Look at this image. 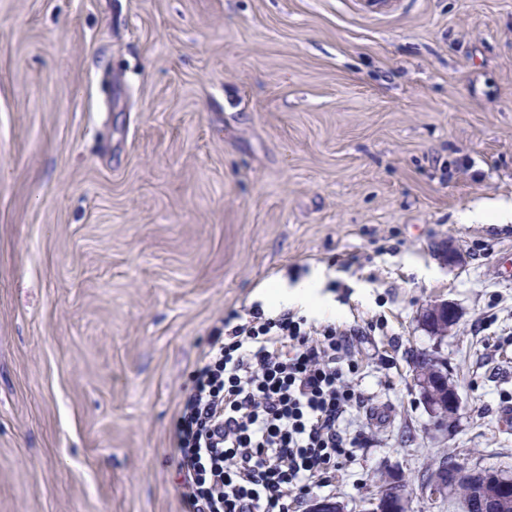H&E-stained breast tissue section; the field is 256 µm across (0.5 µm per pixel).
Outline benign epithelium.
Returning <instances> with one entry per match:
<instances>
[{
    "instance_id": "obj_1",
    "label": "benign epithelium",
    "mask_w": 512,
    "mask_h": 512,
    "mask_svg": "<svg viewBox=\"0 0 512 512\" xmlns=\"http://www.w3.org/2000/svg\"><path fill=\"white\" fill-rule=\"evenodd\" d=\"M438 256L445 264H461L464 254L443 243L438 246ZM421 324L432 336L442 339L456 324L457 310L453 303L441 301L428 305L420 314ZM418 364L412 366L413 382L419 391L420 401L425 405L433 427L440 431H451L461 407L458 387L451 377L445 375L444 362L436 351H415ZM469 470L458 465L443 467L430 480L426 492L435 499L445 496L455 487ZM482 501L491 503L509 494L512 475L493 471L484 473ZM407 496L403 486L393 482L372 502L373 512H406Z\"/></svg>"
}]
</instances>
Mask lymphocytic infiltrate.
Segmentation results:
<instances>
[{"mask_svg":"<svg viewBox=\"0 0 512 512\" xmlns=\"http://www.w3.org/2000/svg\"><path fill=\"white\" fill-rule=\"evenodd\" d=\"M350 332L281 312L225 319L195 359L172 459L186 512H290L329 487L360 436Z\"/></svg>","mask_w":512,"mask_h":512,"instance_id":"1","label":"lymphocytic infiltrate"}]
</instances>
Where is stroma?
I'll use <instances>...</instances> for the list:
<instances>
[{
	"label": "stroma",
	"mask_w": 512,
	"mask_h": 512,
	"mask_svg": "<svg viewBox=\"0 0 512 512\" xmlns=\"http://www.w3.org/2000/svg\"><path fill=\"white\" fill-rule=\"evenodd\" d=\"M512 0H0V512H185L171 440L231 311L354 330L324 497L512 474ZM465 260L446 265L440 243ZM447 300L444 339L420 313ZM462 405L429 426L414 350Z\"/></svg>",
	"instance_id": "1"
}]
</instances>
